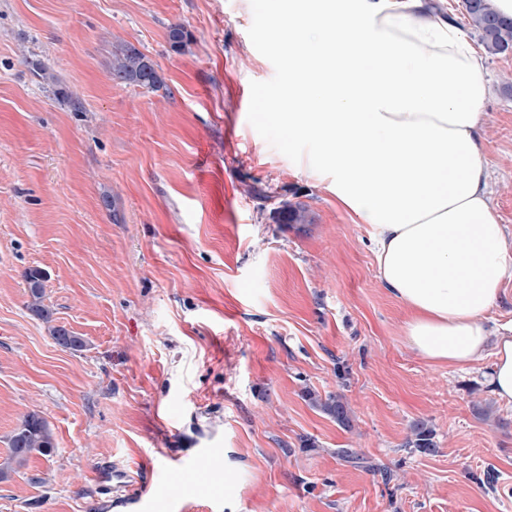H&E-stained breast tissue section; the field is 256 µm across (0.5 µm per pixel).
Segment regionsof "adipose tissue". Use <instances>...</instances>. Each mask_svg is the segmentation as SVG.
<instances>
[{"mask_svg": "<svg viewBox=\"0 0 512 512\" xmlns=\"http://www.w3.org/2000/svg\"><path fill=\"white\" fill-rule=\"evenodd\" d=\"M288 56L274 107L300 169L372 232L381 285L410 312L408 346L435 365L493 353L512 405V320L490 328L512 241L479 141L482 56L430 0H269Z\"/></svg>", "mask_w": 512, "mask_h": 512, "instance_id": "adipose-tissue-1", "label": "adipose tissue"}]
</instances>
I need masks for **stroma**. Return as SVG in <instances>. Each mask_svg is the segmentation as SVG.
Returning a JSON list of instances; mask_svg holds the SVG:
<instances>
[{
  "label": "stroma",
  "mask_w": 512,
  "mask_h": 512,
  "mask_svg": "<svg viewBox=\"0 0 512 512\" xmlns=\"http://www.w3.org/2000/svg\"><path fill=\"white\" fill-rule=\"evenodd\" d=\"M122 42L162 87L113 81ZM485 67L480 149L512 235V53ZM287 81L259 0H0V461L29 411L55 438L0 481V512H100L116 466L150 512H170L153 492L176 468L184 512H512L492 354L458 369L408 347L370 230L268 110ZM288 205L308 223H282ZM30 269L81 350L28 310ZM308 389L341 396L351 428ZM418 421L434 453L411 445Z\"/></svg>",
  "instance_id": "35a3bbf8"
}]
</instances>
